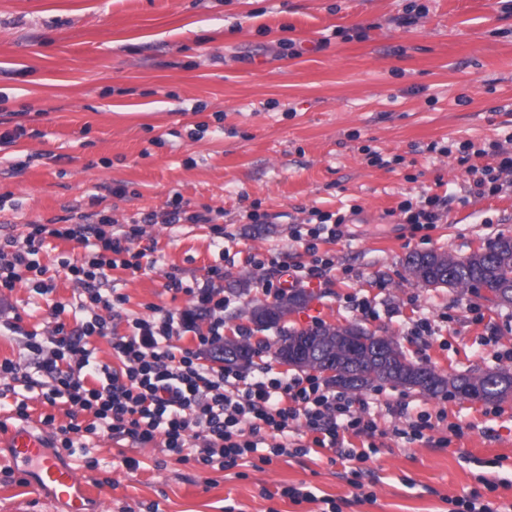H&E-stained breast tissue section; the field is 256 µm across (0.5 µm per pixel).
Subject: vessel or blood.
I'll return each instance as SVG.
<instances>
[{"mask_svg": "<svg viewBox=\"0 0 512 512\" xmlns=\"http://www.w3.org/2000/svg\"><path fill=\"white\" fill-rule=\"evenodd\" d=\"M0 447L7 449L13 463L21 464L27 480L46 490L62 512H94L86 483L76 471L48 451L43 439L25 428L0 431Z\"/></svg>", "mask_w": 512, "mask_h": 512, "instance_id": "obj_1", "label": "vessel or blood"}]
</instances>
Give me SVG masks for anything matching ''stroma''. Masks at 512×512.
<instances>
[{"instance_id": "35a3bbf8", "label": "stroma", "mask_w": 512, "mask_h": 512, "mask_svg": "<svg viewBox=\"0 0 512 512\" xmlns=\"http://www.w3.org/2000/svg\"><path fill=\"white\" fill-rule=\"evenodd\" d=\"M409 0H0V233L25 236L28 223L103 213L118 222L168 210L175 197L189 211H223L234 233L235 263L222 286L230 305L224 333L251 332L268 347L254 366L296 376L275 355L276 330L257 332L251 308L265 301L259 261L310 262L291 240L311 209L345 215L344 234L320 243L335 262L329 283L311 281L312 299L288 316L298 329L359 321L397 340L414 361L441 374L500 368L512 350V308L447 288L403 282L413 251L468 256L499 236L512 237V188L471 192L459 144L499 141L512 152V9L502 0H419L415 24L399 18ZM388 164L371 165L370 152ZM124 187L121 196L115 187ZM445 196V216L429 233H411L397 212L408 197ZM266 223L248 220L251 210ZM153 271L112 270L127 317L150 308L182 310L189 296L165 288L178 271L204 281L218 264L205 224H149L131 246ZM77 243L47 238L39 261L54 276L46 297L26 283L0 292V317L48 336L56 304L74 319L77 284L59 270L83 261ZM250 279L249 289L239 283ZM372 301L375 316L352 312L347 296ZM442 321L436 335L409 334L412 320ZM495 342H488V335ZM416 410L446 409L463 426L448 446L392 436L405 419L372 407L382 437L362 488L351 463L322 449L271 463L214 470L182 464L161 442L134 447L106 436L90 452L65 456L103 512H448V501L480 491L493 512L512 505V397H425L384 386ZM139 460L138 469L125 465ZM496 480L484 491L482 478ZM287 486L316 500L293 503ZM0 512H55L0 452Z\"/></svg>"}]
</instances>
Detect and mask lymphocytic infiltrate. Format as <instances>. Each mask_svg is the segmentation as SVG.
<instances>
[{
    "label": "lymphocytic infiltrate",
    "instance_id": "obj_1",
    "mask_svg": "<svg viewBox=\"0 0 512 512\" xmlns=\"http://www.w3.org/2000/svg\"><path fill=\"white\" fill-rule=\"evenodd\" d=\"M472 148V143H463L458 161L468 165L477 193L497 194L511 188L512 154L503 151L500 143H490L497 164L477 168L469 163ZM398 210L403 223L418 232L441 223L444 201L436 195L407 199ZM309 215L313 227L293 225L291 238L304 244L312 261L275 264L271 276L263 280L265 290H272L275 278L285 274L298 284L327 280L333 271L332 259L317 257V244L340 238L346 218L317 208ZM157 222L210 224L217 237L227 236L211 210L191 213L177 199L170 210L151 212L120 226L101 214L93 222L83 218L58 226L35 224L24 238L10 236L0 241V289H13L30 272L35 276L33 290L39 295L54 290L37 259L46 237L73 240L90 250L84 263H62L82 287V315L74 325L60 319L44 338L26 331L19 321L0 322L1 329L23 339L28 356L24 363L0 361V397L20 388L36 389L49 405L61 399L69 403V421L59 427L60 446L68 451L73 450L76 435L102 433L140 446L158 440L178 462L224 470L253 455L267 464L275 457L304 456L311 449L328 448L338 458L356 462L352 474L361 477L360 465L377 453L374 438L380 433L369 401L331 390L314 375L290 378L265 368L250 376L221 366L227 302L214 286L224 277L221 264L209 267L207 281L200 286L184 283L177 272L166 273V289L191 296V306L128 319V333H116L108 316L125 298L106 291L108 273L118 267L141 270V255L132 252L130 244L142 236L144 225ZM187 332L194 333L196 348L177 346V339ZM94 336L109 338L118 366L93 359L88 344ZM205 354L210 364L201 363ZM383 405L406 418V427L392 430L394 437L405 442L424 440L427 430L438 423L446 424L452 436L463 433L460 424L448 422L445 410L413 415L408 403L387 399ZM82 412L88 413V420H79ZM350 434L367 436L366 449L348 445Z\"/></svg>",
    "mask_w": 512,
    "mask_h": 512
}]
</instances>
